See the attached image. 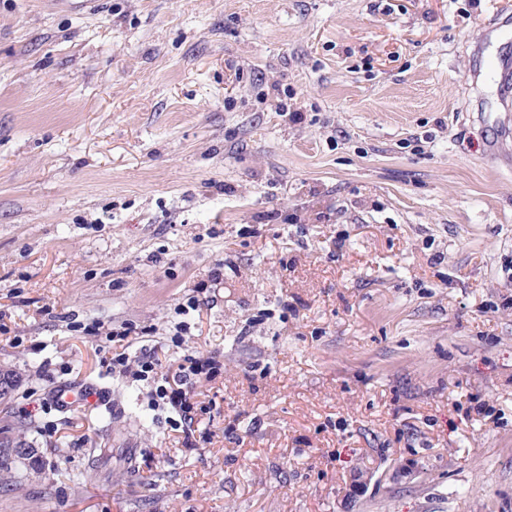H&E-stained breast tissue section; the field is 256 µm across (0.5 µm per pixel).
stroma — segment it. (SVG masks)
<instances>
[{
  "mask_svg": "<svg viewBox=\"0 0 512 512\" xmlns=\"http://www.w3.org/2000/svg\"><path fill=\"white\" fill-rule=\"evenodd\" d=\"M499 2L0 0V512H512ZM103 362H108L107 366L112 364V368L120 366L119 373L129 375L136 381L146 380L149 378V374L155 370V351L153 348L143 345L133 356L124 352L113 358L112 356L105 357ZM221 361L217 355L208 357L184 356L182 362L172 372L156 373L152 376L155 384L151 395L158 406L175 411L181 418V422L189 423V427L195 421L197 406L194 403L195 390L204 380L212 378L220 371ZM159 400V402H158ZM56 396L60 407L64 410H71L81 404H90L99 399L97 393L91 387H61L56 391ZM10 429V430H9ZM24 427L22 425L15 426V427H8L6 428V431L0 430L1 435L7 434L4 436L8 441L7 445L8 447L13 446L12 448H2L1 449V461H0V467L5 468V470L8 471V469H11L10 463L15 462V456H20L24 454V456L27 457V459H31L33 456H31L32 452L30 448H25V444L22 440V433H23ZM14 453V457L12 458V454Z\"/></svg>",
  "mask_w": 512,
  "mask_h": 512,
  "instance_id": "1",
  "label": "stroma"
}]
</instances>
